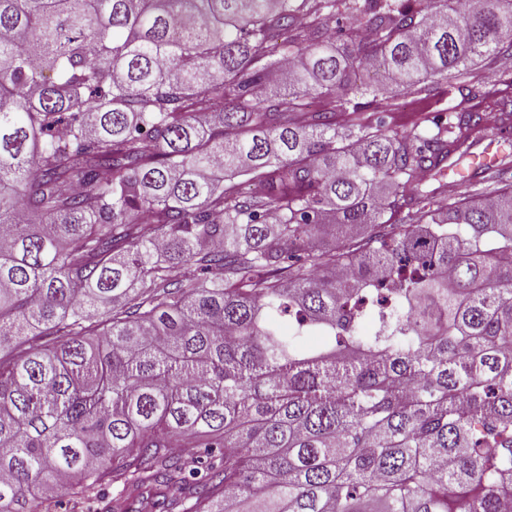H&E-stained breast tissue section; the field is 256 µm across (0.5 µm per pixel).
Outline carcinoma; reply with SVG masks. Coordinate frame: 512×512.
<instances>
[{"label": "carcinoma", "mask_w": 512, "mask_h": 512, "mask_svg": "<svg viewBox=\"0 0 512 512\" xmlns=\"http://www.w3.org/2000/svg\"><path fill=\"white\" fill-rule=\"evenodd\" d=\"M506 41L512 0H0V512H507L512 154L442 183ZM434 86V97L431 98L425 106H428L427 110L438 111L446 110L453 107L456 104V100L452 93L451 88L448 87V79H441ZM173 494L172 489L160 488L153 491L148 499L132 497L126 502L124 510L125 512H160V509L154 508L152 503L156 500L162 501L164 496L170 498Z\"/></svg>", "instance_id": "carcinoma-1"}]
</instances>
